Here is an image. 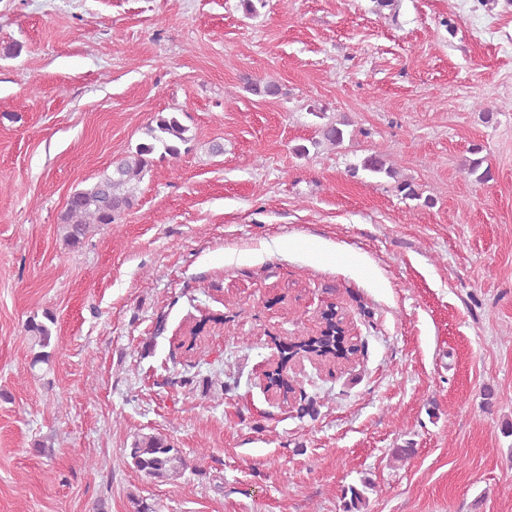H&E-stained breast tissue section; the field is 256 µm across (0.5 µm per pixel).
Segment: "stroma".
<instances>
[{
	"label": "stroma",
	"mask_w": 512,
	"mask_h": 512,
	"mask_svg": "<svg viewBox=\"0 0 512 512\" xmlns=\"http://www.w3.org/2000/svg\"><path fill=\"white\" fill-rule=\"evenodd\" d=\"M158 112L190 143L65 246L69 195ZM372 153L395 177L355 172ZM328 301L357 356L265 391ZM0 391V512H344L352 486L366 512H512V0H0ZM149 433L181 476L126 464ZM244 88L248 93L261 98H275L282 93L279 84L261 78H244ZM37 317L33 316L26 323L25 330L30 336L33 346H38L39 351L33 353L31 359V367L34 369L41 364L49 365L52 361L53 352L47 351L48 348H55L56 336L53 337L52 329L50 325H55V318L52 314L45 312L43 314V320H37ZM50 325H49V324ZM53 340V345H52ZM53 346V347H52Z\"/></svg>",
	"instance_id": "35a3bbf8"
}]
</instances>
